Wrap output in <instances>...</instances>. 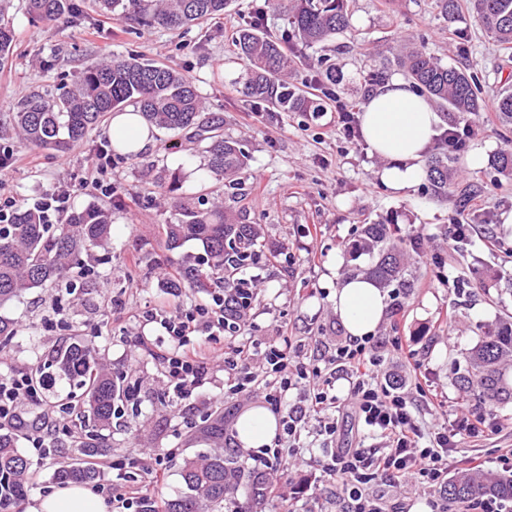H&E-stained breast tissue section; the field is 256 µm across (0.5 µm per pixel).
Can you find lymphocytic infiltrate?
<instances>
[{"instance_id": "lymphocytic-infiltrate-1", "label": "lymphocytic infiltrate", "mask_w": 512, "mask_h": 512, "mask_svg": "<svg viewBox=\"0 0 512 512\" xmlns=\"http://www.w3.org/2000/svg\"><path fill=\"white\" fill-rule=\"evenodd\" d=\"M131 316L159 324L164 330L170 343L161 354L165 377L169 391L181 400L191 398L204 385L208 364L217 356L216 344L224 335L241 330L237 320L225 318L224 294L220 291L213 293L207 304L170 311L136 309ZM378 346V341L371 338L350 341L337 346L323 363L305 364L298 359V346L286 337L262 350L239 346L233 356L224 360L232 379V392L262 382L266 401L276 408L281 407L287 394L297 395V403L282 419L287 439L296 438L302 421L311 415L316 417L323 435L334 438L337 424L330 413L343 406L355 414L367 433L384 439L381 448L361 443L330 455L327 468L339 478L350 504L349 512H386L382 496L369 492L370 485L379 480L396 486H441L448 475V460L458 444L482 440L497 429L491 414L468 411L435 421L429 430H422L397 385L380 377ZM257 358L265 366L261 380L251 370V363ZM341 375L349 379V393L343 401L335 393V383ZM40 392L24 370L0 379V428L27 425L28 440L41 457L51 442L67 436L69 426L64 420L48 416L24 420L20 406L39 400ZM94 467L109 474L108 479L97 484L96 491L106 497L112 512H159L156 502L141 493L139 486L143 481L161 478L165 470L162 458L151 462L137 455L112 461L100 459Z\"/></svg>"}]
</instances>
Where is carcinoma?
I'll return each instance as SVG.
<instances>
[{"instance_id": "carcinoma-1", "label": "carcinoma", "mask_w": 512, "mask_h": 512, "mask_svg": "<svg viewBox=\"0 0 512 512\" xmlns=\"http://www.w3.org/2000/svg\"><path fill=\"white\" fill-rule=\"evenodd\" d=\"M282 14L290 34L279 39L260 28L255 17L238 29L236 56L243 66L244 82L239 92L248 101L263 104L271 112H323L326 102L311 97L287 80L294 60L289 46L312 47L330 42L349 27L350 0H267ZM474 21L494 41L512 49V0H467ZM231 0H99V4L122 20L177 30L192 23L217 19L224 15ZM32 19L52 24L70 15L77 17L72 0H27ZM14 28L8 8L0 4V68L8 64L13 51ZM396 65L408 82L433 103L445 105L462 120H469L484 109L474 89L471 75L459 67L441 64L422 46H406L396 57ZM131 104L152 126L165 130L188 131L201 147L206 171L220 182H234L246 170L248 152L232 138L224 137V118L205 114V103L195 84L176 69L136 57L114 56L91 61L83 68L75 85L62 88L52 102L32 94L13 113L11 126L0 131L16 136L30 150L69 153L86 141L89 132L110 115ZM452 159L443 147L436 148L425 160L427 190L436 199L446 200L452 193L449 176ZM180 218L166 226L164 262L175 264L179 278L166 283L177 293L183 288L195 292L212 286L224 288V315L230 317L243 305L244 284L239 271L254 266L277 250L268 245L261 250L263 231L259 224L246 223V214L209 201L204 193L195 200L180 203ZM112 230V212L102 206L72 211L61 224H45L38 212L17 205L9 224H0V308L33 289L54 288L66 282L70 293L81 288L70 278L80 264L82 253L108 244ZM194 240L202 253L189 261L176 257V250ZM357 252L377 257L368 274L381 287H394L405 294L413 285L411 270L405 263L406 243L390 237L385 224H367L353 244ZM13 319L0 314V350L14 336ZM512 357V321L505 318L488 327L484 337L466 358L464 373L458 376L460 388L476 391L488 403L500 397L512 398V387L503 374V361ZM56 367L74 382L59 411L79 413V431L71 452L75 462L59 467L55 473L61 482L91 481L96 471L80 464L86 457L100 454L109 443L112 421L119 408L135 399V389L112 375V369L99 358L95 344L81 336L49 354L48 359L31 367L34 376ZM213 448L185 461L181 478L186 492L167 501L165 512H225L231 495L243 484L255 508H262L267 497L266 477L244 467L237 456L224 454V415L205 420L200 435ZM31 464L17 447V434L0 430V479L4 499L17 505L29 491ZM495 495L512 501V475L497 476L471 471L457 476L444 486L451 503L463 504L480 495Z\"/></svg>"}]
</instances>
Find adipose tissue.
Returning <instances> with one entry per match:
<instances>
[{
    "instance_id": "1",
    "label": "adipose tissue",
    "mask_w": 512,
    "mask_h": 512,
    "mask_svg": "<svg viewBox=\"0 0 512 512\" xmlns=\"http://www.w3.org/2000/svg\"><path fill=\"white\" fill-rule=\"evenodd\" d=\"M359 121L369 152L384 161L380 181L395 192L420 181L423 161L446 127L444 116L399 77L371 94ZM110 136L123 138L126 148L141 153L155 143L150 127L132 107L113 116ZM386 300V292L362 274L338 280L330 297L348 336L359 340L374 335L384 319ZM236 431L242 447L261 448L275 438L278 421L266 408L253 407L241 414ZM25 512H109V506L87 488L73 485L35 499Z\"/></svg>"
}]
</instances>
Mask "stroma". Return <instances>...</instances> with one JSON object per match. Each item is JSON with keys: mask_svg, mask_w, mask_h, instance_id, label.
<instances>
[{"mask_svg": "<svg viewBox=\"0 0 512 512\" xmlns=\"http://www.w3.org/2000/svg\"><path fill=\"white\" fill-rule=\"evenodd\" d=\"M78 2L81 19L47 26L31 21L24 0H11L16 47L0 69V126L10 124L24 96L53 98L61 85H73L88 61L134 54L172 65L194 81L208 111L223 114L225 136L242 141L249 152L240 187L221 186L219 202L246 210L250 222L263 226L266 242L280 250L277 259L254 269L258 297L244 338L265 345L291 337L302 342L305 362L347 341L324 286L327 266L338 261L343 277L367 270L371 257L354 255L351 245L362 225L384 223L403 239H420L423 256L412 267L415 282L401 311L385 315L377 331L381 374L409 392L420 426H430L440 414L420 396L422 385L442 393L447 414L484 409L476 396L460 392L456 380L467 353L482 340L483 326L512 316V226L500 219L502 212L512 210V177L493 165L498 153L512 151V121L496 115L487 127L483 115L474 116L478 135L453 151L452 179L469 192L468 201L434 199L420 184L395 194L378 181L381 162L363 139H346L337 129L335 102L316 115L270 112L238 93L227 75L238 66L232 45L237 28L258 12L271 34L283 35L286 26L282 16L265 10L264 0H233L224 17L188 31L133 30L102 12L96 0ZM350 27L325 48L302 49L303 62L291 74L294 86L316 88L325 57L336 69L337 100L364 104L370 72L383 67L389 75H399L392 54L408 42L424 45L441 63L466 69L485 102H494L512 86V55L482 32L468 12L451 22L439 13L435 0H350ZM109 128V123L100 124L66 156L38 153L33 165L28 149L1 138L0 149L12 151L15 168L0 185V197L30 205L56 185L90 176L96 149L109 141ZM187 142V133L161 131L154 148L136 163L113 159L112 182L124 196L121 206L90 187L76 194L75 209H112V240L86 257L79 276L93 287L85 291L81 305L63 291L35 289L7 306L4 313L17 319L18 332L10 349L0 352L4 375L45 360L73 336L93 340L113 374L138 389L137 401L124 406L112 429L111 454L164 456V482L143 488L160 505L184 493L181 467L205 450L194 440L202 414L223 412L229 437L224 447L231 450L241 413L265 402L258 388L230 393L220 365L212 366L207 383L192 398L167 395L159 346L143 347L134 340L141 328L130 310L187 308L210 299L188 290L176 296L164 286L165 226L178 219L173 200L197 196L206 176L201 151L188 150ZM475 152L483 160L473 168L468 160ZM174 172L180 175L175 194H161L159 183ZM457 224L467 225L468 231L453 243L449 236ZM121 299L126 302L122 308L117 305ZM397 336L415 351L420 374L397 359L392 346ZM298 444L297 454L281 455L273 463L268 478L275 495L266 512H347L341 483L326 469L330 450L316 420L302 425ZM373 491L399 512H412L418 504L426 512H457L438 489L393 487L382 480Z\"/></svg>", "mask_w": 512, "mask_h": 512, "instance_id": "stroma-1", "label": "stroma"}]
</instances>
